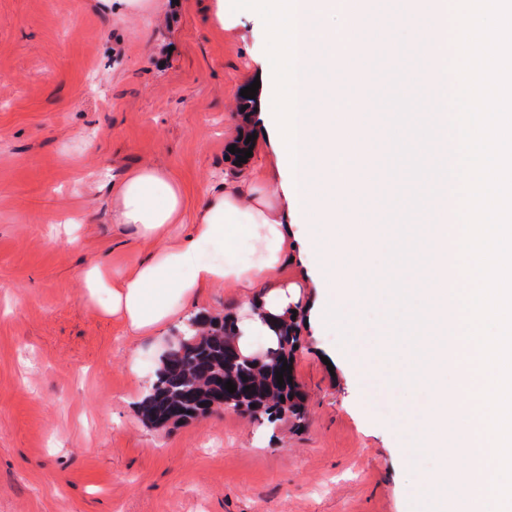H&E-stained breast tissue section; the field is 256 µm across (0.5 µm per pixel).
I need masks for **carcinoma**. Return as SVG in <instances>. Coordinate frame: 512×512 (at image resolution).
Returning <instances> with one entry per match:
<instances>
[{
    "label": "carcinoma",
    "mask_w": 512,
    "mask_h": 512,
    "mask_svg": "<svg viewBox=\"0 0 512 512\" xmlns=\"http://www.w3.org/2000/svg\"><path fill=\"white\" fill-rule=\"evenodd\" d=\"M192 323L180 327L186 340L185 354L163 359L151 392L139 401L143 421L153 427L175 425L205 416L220 405L233 411L244 405L251 416L271 426L288 413L303 418L298 385L289 382L293 371L283 372V384L276 380L283 365H292L294 345L299 343L297 325L279 324L264 358L251 361L233 344L234 322L230 319L197 315ZM228 381L236 385V392L225 389Z\"/></svg>",
    "instance_id": "carcinoma-1"
}]
</instances>
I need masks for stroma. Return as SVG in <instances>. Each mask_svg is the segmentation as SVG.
<instances>
[{"mask_svg":"<svg viewBox=\"0 0 512 512\" xmlns=\"http://www.w3.org/2000/svg\"><path fill=\"white\" fill-rule=\"evenodd\" d=\"M213 0H0V512H420L418 490L447 459L406 458L403 425L425 397L367 382L352 345L311 303L320 275L296 285L293 373L304 420L270 428L218 410L154 428L137 404L159 342L131 337L82 298L92 260L120 272L148 247L113 223L98 172L121 179L167 168L195 211L225 177L260 176L273 144L253 140L242 165L229 148L262 128L266 88L250 116L240 91L273 52L262 11L211 17ZM386 54L337 60L330 92L377 114L389 89ZM367 166L351 163L355 224L386 223L406 185L388 171L380 129Z\"/></svg>","mask_w":512,"mask_h":512,"instance_id":"stroma-1","label":"stroma"}]
</instances>
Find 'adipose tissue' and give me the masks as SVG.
<instances>
[{"instance_id":"1","label":"adipose tissue","mask_w":512,"mask_h":512,"mask_svg":"<svg viewBox=\"0 0 512 512\" xmlns=\"http://www.w3.org/2000/svg\"><path fill=\"white\" fill-rule=\"evenodd\" d=\"M365 16L361 9L344 13L340 0H271L264 17L277 46L268 71L277 91L269 112L275 166L284 175L282 203L273 201L263 183L227 179L208 193L188 222L181 184L162 167H139L109 185L112 220L127 225L152 249L118 274L100 262L86 263L79 273L82 296L97 317L120 324L129 335L152 336L184 321L204 289H247L238 347L248 357L250 337L271 336L292 313L287 285L274 283L273 277L299 226L314 225L323 243L318 258L327 281L319 307L341 327L355 330L361 326L357 309L367 301L378 307L385 333L413 334L418 348L405 359L403 380L434 396L430 413L416 426V445L441 453L448 447L449 428L458 432L465 461L434 476L427 512H486L487 482L494 474L486 465V433L473 411L474 400L448 402L449 388L475 392L484 379L466 362L475 346L461 340L460 306L450 296L464 280L453 266L454 248L429 225L437 215L436 202H427L424 224H341L339 213L353 210V203L336 188L323 192L318 186L325 164L353 154L369 126L355 104L345 113L337 112L332 99L318 111L309 109L316 71L336 68L331 52L338 32H356ZM183 222L189 225L187 235L174 239L175 225ZM244 240L251 251L245 264L235 258ZM403 253L413 256L415 275L400 293L382 294L352 274L354 267L367 265L379 277H392L393 262ZM452 485L465 491L464 507L449 501L446 491Z\"/></svg>"}]
</instances>
